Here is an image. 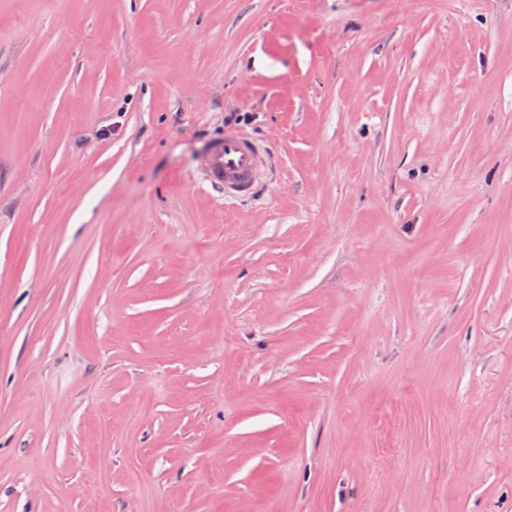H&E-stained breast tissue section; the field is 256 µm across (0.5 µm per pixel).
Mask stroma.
<instances>
[{"label": "stroma", "instance_id": "1", "mask_svg": "<svg viewBox=\"0 0 512 512\" xmlns=\"http://www.w3.org/2000/svg\"><path fill=\"white\" fill-rule=\"evenodd\" d=\"M0 512H512V0H0ZM201 168L214 185L224 189V199L241 200L255 195L261 186L267 159L249 135L226 136L202 157Z\"/></svg>", "mask_w": 512, "mask_h": 512}]
</instances>
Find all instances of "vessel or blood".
Wrapping results in <instances>:
<instances>
[{"label": "vessel or blood", "mask_w": 512, "mask_h": 512, "mask_svg": "<svg viewBox=\"0 0 512 512\" xmlns=\"http://www.w3.org/2000/svg\"><path fill=\"white\" fill-rule=\"evenodd\" d=\"M200 165L209 182L221 187L228 200L247 199L261 186L267 159L250 136L225 137L202 157Z\"/></svg>", "instance_id": "1"}]
</instances>
